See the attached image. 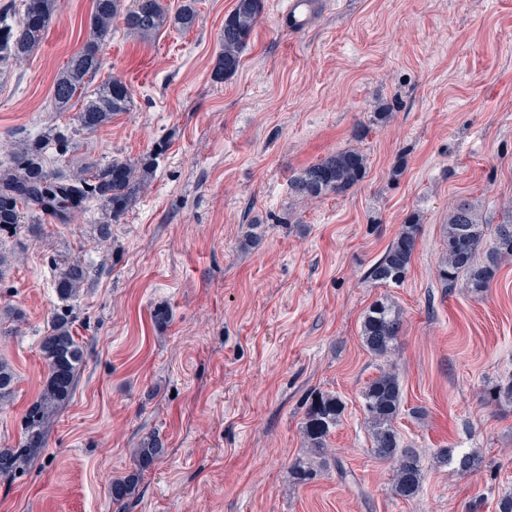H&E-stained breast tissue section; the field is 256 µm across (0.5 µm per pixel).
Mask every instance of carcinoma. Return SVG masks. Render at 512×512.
I'll return each instance as SVG.
<instances>
[{
    "label": "carcinoma",
    "mask_w": 512,
    "mask_h": 512,
    "mask_svg": "<svg viewBox=\"0 0 512 512\" xmlns=\"http://www.w3.org/2000/svg\"><path fill=\"white\" fill-rule=\"evenodd\" d=\"M196 0H183L176 13L164 6L163 0H133L122 8V0H93L89 35L84 47L67 61L53 85L57 108L64 111L77 98L82 107L76 116L77 130L95 131L112 120V115L127 112L132 103L125 83L114 78L90 89L101 67L99 49L110 34L116 18L123 20L125 30L145 39L173 26L188 30L197 20ZM62 0H26L24 14L36 15V22L15 19L13 6L0 9V66L12 60L21 62L41 45L48 26L61 8ZM264 10V0H236L234 10L224 18L220 35V53L216 76L235 74L241 55L251 38L257 20ZM42 141L21 140L14 143L10 167L0 170V231L21 223L24 212L32 216L31 228L41 225V215L53 214L63 220L81 208L87 200H95L101 214L97 238H111V224L131 210L152 181L155 159L165 150L160 144L143 158L131 161L114 159L109 163L91 162L69 176L52 171L44 162ZM368 169L366 155L357 149L340 150L304 167L291 181L290 192L299 200L317 199L329 192L342 194L363 182ZM489 228L479 204L461 199L448 211L447 251L439 265L442 287L452 289L459 279L479 294L488 287L501 265L512 259V208L505 209L503 219L494 230L495 244L483 261L476 254ZM418 224L402 226L381 258L368 270V278L383 284L401 283L416 250ZM94 269L80 259L60 262L55 281L58 304L51 312L47 334L42 337L39 352L45 376L44 387L32 401L22 419L21 442L16 448H0V480L11 481L25 473L30 457L47 444L48 431L58 410L68 403L77 387L86 360V345L73 336L72 301L79 298ZM401 329L400 310L387 301L373 303L361 323V341L377 358H387L395 351ZM15 374L0 360V403L8 402L14 393ZM483 399L494 405L512 404V380L498 383L483 392ZM362 406L371 438L373 455L393 466L392 492L410 500L420 491L424 479L420 458L412 448L401 445L396 422L401 415L402 392L398 376L383 370L372 379L362 393ZM343 405L329 393L313 394L308 400L303 435L310 458L294 466V475L302 483L311 478L316 460L326 457V438L339 422ZM165 452L163 442L155 436L141 439L133 452L134 467L122 477L112 480L108 496L120 505L135 492L142 473L153 466ZM452 463L457 473L471 474L481 469L484 457L473 448L456 454L449 449L438 463Z\"/></svg>",
    "instance_id": "1"
}]
</instances>
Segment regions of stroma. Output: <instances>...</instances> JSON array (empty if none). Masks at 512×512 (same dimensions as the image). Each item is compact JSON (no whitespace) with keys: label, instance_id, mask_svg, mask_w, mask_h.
<instances>
[{"label":"stroma","instance_id":"stroma-1","mask_svg":"<svg viewBox=\"0 0 512 512\" xmlns=\"http://www.w3.org/2000/svg\"><path fill=\"white\" fill-rule=\"evenodd\" d=\"M287 0L265 9L238 72L214 76L224 18L236 0H197L198 20L141 40L122 21L100 49L99 80L130 84L133 105L94 132L75 131L79 104L58 111L53 83L88 35L92 0H63L39 49L0 67V142L73 131L47 165L136 159L159 141L154 179L97 246L96 206L0 234L15 255L0 281V358L15 369L0 405V447L18 446L44 385L38 345L57 302L56 261L96 270L74 301L88 347L77 390L28 471L0 482V512H496L512 493V405L484 388L512 377V261L484 292L442 287L448 206L467 198L491 223L512 202V0H319L291 32ZM390 111L379 123L375 115ZM356 148L365 180L297 202L289 182L327 154ZM420 220L401 284L367 272L409 217ZM261 236L244 238L250 225ZM387 298L402 312L388 359L362 345L363 315ZM169 311L157 324L156 307ZM396 372L405 444L420 454L416 498L393 495L376 459L361 393ZM343 403L329 463L305 484V402ZM157 435L164 455L124 505L107 496ZM480 449L482 468L441 465L446 449Z\"/></svg>","mask_w":512,"mask_h":512}]
</instances>
